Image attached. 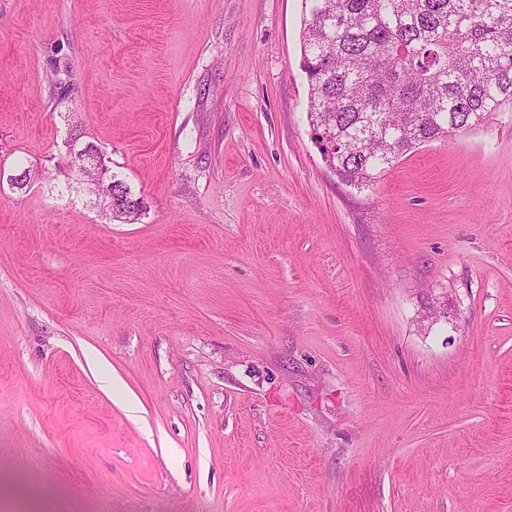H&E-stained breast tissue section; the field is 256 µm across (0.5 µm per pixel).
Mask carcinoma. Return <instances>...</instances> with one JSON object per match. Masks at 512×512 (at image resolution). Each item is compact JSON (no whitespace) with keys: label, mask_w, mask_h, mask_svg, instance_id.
<instances>
[{"label":"carcinoma","mask_w":512,"mask_h":512,"mask_svg":"<svg viewBox=\"0 0 512 512\" xmlns=\"http://www.w3.org/2000/svg\"><path fill=\"white\" fill-rule=\"evenodd\" d=\"M312 127L343 184L364 191L405 154L512 107V0H304ZM118 218L140 212L112 179Z\"/></svg>","instance_id":"cac0c4a2"}]
</instances>
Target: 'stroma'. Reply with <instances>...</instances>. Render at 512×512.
Masks as SVG:
<instances>
[{
	"label": "stroma",
	"instance_id": "obj_1",
	"mask_svg": "<svg viewBox=\"0 0 512 512\" xmlns=\"http://www.w3.org/2000/svg\"><path fill=\"white\" fill-rule=\"evenodd\" d=\"M303 14L0 0V512H512V110L347 187ZM75 160L77 169L87 168L95 171V179L81 182H85L89 185V190L95 195V200L100 207L111 213L117 210V207H115L112 201L113 189V197L116 198L114 195L115 192L121 201L117 218L131 220L138 215L141 202L137 200L138 198L132 196L125 182L121 179H116L115 175H112V172L111 178L108 165L106 164L105 154L101 150L96 148V151L93 152V156L91 157L85 156L84 153H77Z\"/></svg>",
	"mask_w": 512,
	"mask_h": 512
}]
</instances>
